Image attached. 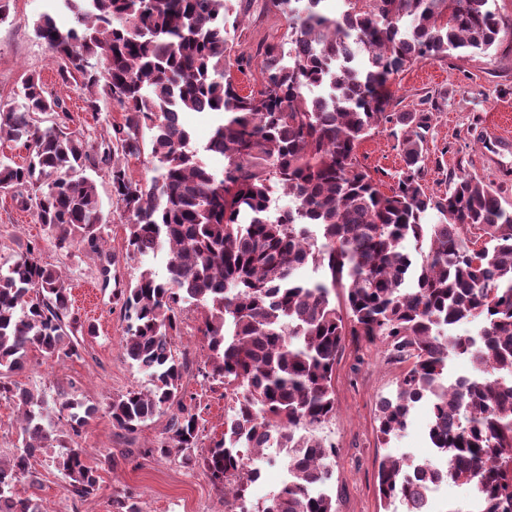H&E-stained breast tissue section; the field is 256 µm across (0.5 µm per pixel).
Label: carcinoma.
Masks as SVG:
<instances>
[{"instance_id": "carcinoma-1", "label": "carcinoma", "mask_w": 512, "mask_h": 512, "mask_svg": "<svg viewBox=\"0 0 512 512\" xmlns=\"http://www.w3.org/2000/svg\"><path fill=\"white\" fill-rule=\"evenodd\" d=\"M230 2L64 0L75 26L61 29L44 14L36 33L61 60L63 80L79 76L94 90L87 108L95 112L108 98L124 122L93 145L63 124H45L40 116L61 103L35 76L11 110L0 111V139L23 140L31 151L24 166L0 159V188L18 189L23 209L35 203L57 249L102 257L109 284L102 204L83 175L105 168L128 254L165 251V280L145 269L113 293L128 321L123 356L150 387L113 397L112 425L132 432L170 415L166 436L149 452L177 451L185 464L203 466L242 512H336L324 491L336 449L298 430L335 413L336 359L346 337L360 336L405 365L395 392L379 403V441L406 427L416 403L432 400L428 437L447 467L426 468L421 478L474 487L475 512H512V208L467 176L450 180L441 196L427 194L421 175L432 113L389 111L395 75L455 52L484 54L512 37V20L490 0H341L338 15L327 0H266V9L288 17V39L259 48L260 88L243 94L226 66V34L239 24ZM92 57L106 63L105 76L89 65ZM186 112L219 115L205 151L221 162L222 176L191 144ZM384 130L406 166L388 193L358 160L361 142ZM146 148L159 177L145 188L121 160ZM275 186L293 208L271 211ZM429 211L433 224L424 223ZM408 239L428 242L419 266ZM186 302L200 308L207 343L198 374L234 394L224 438L200 457L199 416L181 396L189 365L174 342ZM470 322L479 340L451 334ZM82 329L70 288L34 246L0 263V399L23 410L22 448L0 459V512H43L40 498L20 497L16 486H38L33 461L53 445L66 490L81 498L97 490L84 450L59 438L43 402L10 380L33 352L79 354ZM453 357L467 359L474 373L445 384ZM58 406L75 437L98 411L66 396ZM270 430L288 449V480L250 510L253 471L241 447ZM407 473L403 460L384 457L380 497L422 512ZM112 504L114 512H140L130 492Z\"/></svg>"}]
</instances>
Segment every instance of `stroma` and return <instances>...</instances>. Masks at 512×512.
Masks as SVG:
<instances>
[{
  "label": "stroma",
  "instance_id": "obj_1",
  "mask_svg": "<svg viewBox=\"0 0 512 512\" xmlns=\"http://www.w3.org/2000/svg\"><path fill=\"white\" fill-rule=\"evenodd\" d=\"M6 2L8 16L0 21V100H13L28 76H39L70 112V129L81 132L89 142L99 141L112 124L122 122V110L104 99L99 111H88L87 89L72 81L62 82L51 52L35 32L40 15L50 14L58 26L67 27L73 23L71 13L57 0ZM287 34L288 23L282 13L265 10L264 0H252L249 10L241 14L238 28L228 34L230 54H255L260 44L281 41ZM392 89L393 111L433 114L422 180L427 193L443 194L450 179L465 174L495 190L504 207L512 206V147L499 144L501 137L512 138V42L503 41L497 48L470 58L450 56L416 64L397 76ZM358 156L387 187L405 169L398 142L387 131L364 140ZM90 176L108 219L104 236L106 251L115 259L112 273L116 286L124 287L146 269L157 278H165L164 254L128 256L126 230L112 197L108 172L96 169ZM32 243L39 248L41 263L59 271L70 284L73 314L94 326L96 333L80 336L79 354L72 358L32 353L26 368L14 373L12 379L50 405L49 415L62 435L67 434L68 427L53 408L59 392L97 406V413L72 445L85 450L89 463L98 469L99 482L94 494L72 497L61 473L43 454L34 462L40 485L33 489L20 483L19 494L37 495L53 512H112L113 497L125 491L135 493L141 512H224V493L203 468L186 467L177 453L148 455V448L156 446L164 435L167 416L154 417L127 434L113 426L105 410L113 396L147 388L148 378L122 355L127 322L112 290L102 285L97 256L78 248L67 252L57 249L35 210L17 207L12 193L0 191V258H17ZM181 318V334L175 344L190 362L183 389L203 427L199 446L206 449L223 436L232 401L223 383L203 380L198 374L206 349L197 331L196 307L185 306ZM402 371V365L390 360L382 343L347 337L333 373L336 413L311 430L312 435L336 448L330 489L337 512H392L377 493L380 460L387 455L409 460L435 455L428 438L431 405L426 400L414 406L398 437L385 445L377 439L379 401L394 393ZM125 448L134 451L129 460L119 459L114 466L105 462L106 454L118 455Z\"/></svg>",
  "mask_w": 512,
  "mask_h": 512
}]
</instances>
